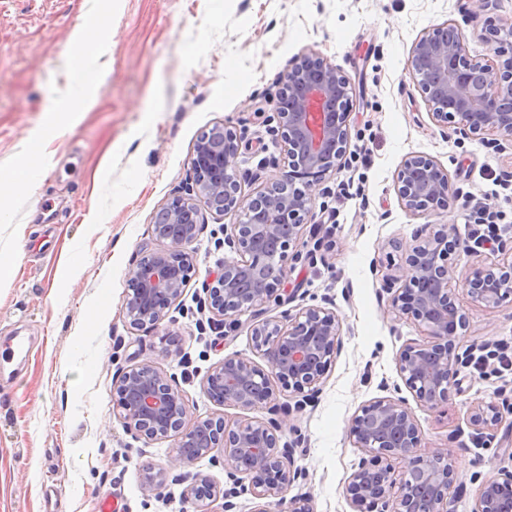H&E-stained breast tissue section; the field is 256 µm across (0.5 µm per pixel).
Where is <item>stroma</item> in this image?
I'll return each instance as SVG.
<instances>
[{
    "mask_svg": "<svg viewBox=\"0 0 512 512\" xmlns=\"http://www.w3.org/2000/svg\"><path fill=\"white\" fill-rule=\"evenodd\" d=\"M94 0H0V168L22 153L25 132L68 84L63 58ZM490 18L512 21V0H114L101 31V64L111 75L95 107L46 138L44 162L29 184L0 203V255L22 259L0 287V343L24 349L0 370V512H193L174 482L173 439L134 440L112 413L119 367L150 361L183 390L191 419L241 409L219 407L201 380L224 357L258 361L247 328L218 336L198 330L201 282L193 280L158 331L130 329L122 314L130 265L151 238L156 213L185 184L199 134L231 122L241 137L236 171L244 191L278 177L260 168L276 154L269 131L274 82L288 60L312 49L339 66L356 90L347 156L312 195L324 210V246L291 264V309L328 296L343 321V346L315 406L290 416L285 435L305 441L293 458L315 512H352L345 486L364 453L349 438L352 415L399 384L400 350L422 336L387 307L384 279L393 240L424 224H447L463 242L458 267L499 263L487 248L469 252L478 218L497 211L496 239L512 240V140L468 138L434 125L407 70L421 31L447 19L461 27L471 55ZM411 154L448 170L447 211L414 216L399 204L394 173ZM223 220L208 218L195 243L200 274L232 261ZM467 327L462 392L448 408L415 407L425 452H441L456 482L449 512H471L482 481L512 471V435L485 443L469 410L512 392V371L497 358L476 364L481 344L512 347V303L495 309L460 295ZM170 473L160 493L141 489L146 470Z\"/></svg>",
    "mask_w": 512,
    "mask_h": 512,
    "instance_id": "stroma-1",
    "label": "stroma"
}]
</instances>
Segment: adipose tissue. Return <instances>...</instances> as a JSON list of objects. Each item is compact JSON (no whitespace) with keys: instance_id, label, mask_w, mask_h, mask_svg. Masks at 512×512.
I'll return each instance as SVG.
<instances>
[{"instance_id":"1","label":"adipose tissue","mask_w":512,"mask_h":512,"mask_svg":"<svg viewBox=\"0 0 512 512\" xmlns=\"http://www.w3.org/2000/svg\"><path fill=\"white\" fill-rule=\"evenodd\" d=\"M112 18L111 12L93 11L83 17L76 28L73 48L66 60L69 87L65 95L53 105V112L78 116L90 111L98 100L109 74L97 63L101 44L98 34ZM51 133L43 128L40 133L29 135L25 140V153L11 170H0V201L11 198L21 187L29 170L42 164L41 142Z\"/></svg>"}]
</instances>
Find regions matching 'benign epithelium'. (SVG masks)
<instances>
[{
	"label": "benign epithelium",
	"instance_id": "benign-epithelium-1",
	"mask_svg": "<svg viewBox=\"0 0 512 512\" xmlns=\"http://www.w3.org/2000/svg\"><path fill=\"white\" fill-rule=\"evenodd\" d=\"M484 41L488 53L472 56L455 21L433 24L413 43L409 74L436 125L467 137L512 138V23L487 21ZM276 87L270 121L276 123L271 132L279 156L270 157L268 165L282 168L280 178L244 192L235 169L236 130L224 124L202 131L188 181L152 225V236L166 246L152 252L146 245L140 248L143 256L132 264L122 304L132 328L158 327L197 274L193 244L206 215L236 217L224 225V245L237 258L202 281L198 311L208 314L213 329L247 324L253 348L268 369L228 356L207 371L202 390L218 405L264 408L268 417L230 421L216 414L188 426L183 391L149 361L119 368L114 384L112 412L134 439L174 440L175 461L185 469L174 480L186 484L183 496L194 512H213L218 501L222 512H232L231 498L242 492L262 501L255 512H268L272 502L281 512H314L309 494L286 498L305 472L292 460L302 437L282 441V421L316 403L341 348L342 320L330 297L295 313L285 308L293 295L288 260L302 259L299 247L314 217L310 189L345 164L355 89L339 67L315 51L295 55ZM394 187L400 205L414 215L440 213L451 204L448 170L427 155L406 157ZM392 247L404 256L406 274L385 279L389 307L413 320L424 336L399 352L401 379L417 405L437 411L460 392V368L468 363V356L458 352L467 322L458 292L488 309L512 300V261L496 274L475 259L457 277L449 258L461 243L446 224H425L411 240L394 241ZM277 308L280 314L270 315ZM276 384L295 402L277 403ZM504 409L512 414L511 400L478 404L470 410L469 423L492 442ZM349 437L354 447L371 453L345 487L353 512H448L454 470L439 452L421 454V431L400 387L363 404L350 420ZM218 448L221 457L212 461H222L233 481L230 489L186 471ZM394 460L403 463L402 469L393 466ZM507 490H512V471L481 483L472 512H500Z\"/></svg>",
	"mask_w": 512,
	"mask_h": 512
}]
</instances>
